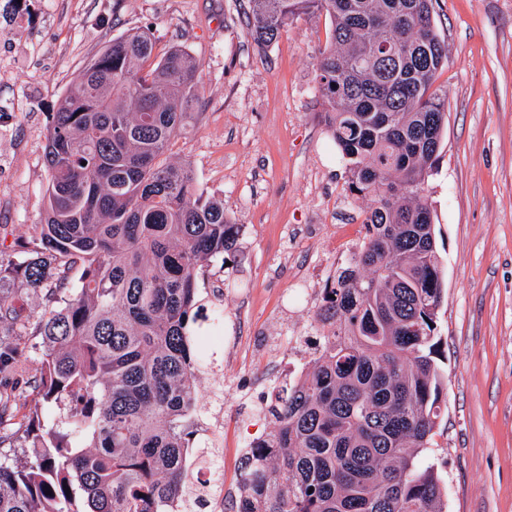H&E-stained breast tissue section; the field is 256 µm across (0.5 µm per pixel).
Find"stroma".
<instances>
[{
  "mask_svg": "<svg viewBox=\"0 0 512 512\" xmlns=\"http://www.w3.org/2000/svg\"><path fill=\"white\" fill-rule=\"evenodd\" d=\"M0 0V244L20 253L46 205L48 114L112 38L151 29L156 54L184 47L201 65L199 118L169 159L241 224L238 248L210 262L202 291L224 289V507L240 495L245 448L267 434L260 409L310 362L301 339L322 290L348 263L365 201L323 122L316 83L326 18L290 21L254 42L247 0H38L13 22ZM448 45L437 87L448 125L428 179L444 280L437 332L445 401L429 462L445 512H512V0H433ZM310 298L285 297L296 272Z\"/></svg>",
  "mask_w": 512,
  "mask_h": 512,
  "instance_id": "35a3bbf8",
  "label": "stroma"
}]
</instances>
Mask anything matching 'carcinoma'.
Wrapping results in <instances>:
<instances>
[{
	"instance_id": "cac0c4a2",
	"label": "carcinoma",
	"mask_w": 512,
	"mask_h": 512,
	"mask_svg": "<svg viewBox=\"0 0 512 512\" xmlns=\"http://www.w3.org/2000/svg\"><path fill=\"white\" fill-rule=\"evenodd\" d=\"M249 3L261 45L301 15L329 19L323 119L346 191L368 205L362 242L323 289L317 322L333 329L268 407L275 426L245 453L237 512H442L424 463L443 402L444 294L425 183L448 122L432 0ZM153 54L146 30L115 38L67 88L33 247L19 259L0 250V376L24 372L20 338L42 351L22 422L0 392V512H170L178 500L191 512V464L219 443L197 407L198 285L241 225L168 160L203 94L200 64L179 46ZM19 281L42 295L33 319L15 307Z\"/></svg>"
}]
</instances>
